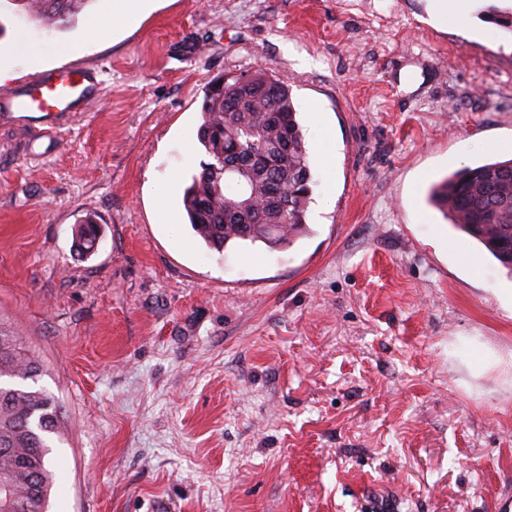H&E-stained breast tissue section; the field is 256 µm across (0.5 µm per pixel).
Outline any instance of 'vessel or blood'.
<instances>
[{
  "mask_svg": "<svg viewBox=\"0 0 512 512\" xmlns=\"http://www.w3.org/2000/svg\"><path fill=\"white\" fill-rule=\"evenodd\" d=\"M98 75V70L87 66L37 72L0 95V116L22 121L32 117L53 130L68 113L85 111L95 102Z\"/></svg>",
  "mask_w": 512,
  "mask_h": 512,
  "instance_id": "vessel-or-blood-1",
  "label": "vessel or blood"
}]
</instances>
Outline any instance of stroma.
Wrapping results in <instances>:
<instances>
[{"mask_svg":"<svg viewBox=\"0 0 512 512\" xmlns=\"http://www.w3.org/2000/svg\"><path fill=\"white\" fill-rule=\"evenodd\" d=\"M101 9L36 32L45 68L103 66L100 100L54 134L0 120V323L68 431L49 512H495L512 275L429 192L512 158V34L431 0H155L90 35ZM257 71L292 89L307 231L219 252L183 189L209 86ZM76 238L86 255L93 254L101 241L99 226L92 220H87L77 228Z\"/></svg>","mask_w":512,"mask_h":512,"instance_id":"35a3bbf8","label":"stroma"}]
</instances>
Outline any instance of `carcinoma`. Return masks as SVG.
Instances as JSON below:
<instances>
[{
  "label": "carcinoma",
  "mask_w": 512,
  "mask_h": 512,
  "mask_svg": "<svg viewBox=\"0 0 512 512\" xmlns=\"http://www.w3.org/2000/svg\"><path fill=\"white\" fill-rule=\"evenodd\" d=\"M93 0H0V10L23 11L36 25L64 30ZM236 78L216 81L202 104L198 141L208 160L191 177L183 207L194 234L218 252L230 245L263 243L273 249L288 245L306 229L311 203L312 173L305 136L297 119L292 91L284 81L266 73L253 75L245 96L236 92ZM256 156L257 173L249 197L259 203L254 211L225 216L236 201L238 185L224 179L218 163V144H230V135ZM288 139L286 157L268 152L272 144ZM433 204L448 223L480 243L501 265L512 271V159L466 167L435 185ZM253 225L245 234L240 224ZM82 251L94 253L101 241L99 226L91 220L77 228ZM41 363L23 337L0 329V479L13 482L16 501L35 499L40 512H49L54 473L48 455L66 439L62 407L43 387L34 385ZM33 384H28V381Z\"/></svg>",
  "instance_id": "carcinoma-1"
}]
</instances>
